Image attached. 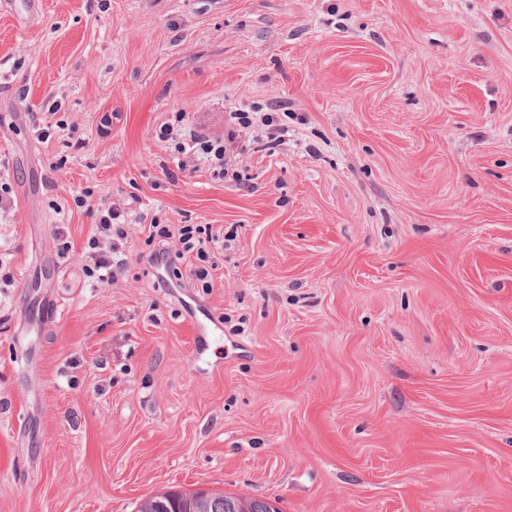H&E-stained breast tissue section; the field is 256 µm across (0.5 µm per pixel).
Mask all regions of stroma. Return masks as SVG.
<instances>
[{
	"instance_id": "35a3bbf8",
	"label": "stroma",
	"mask_w": 512,
	"mask_h": 512,
	"mask_svg": "<svg viewBox=\"0 0 512 512\" xmlns=\"http://www.w3.org/2000/svg\"><path fill=\"white\" fill-rule=\"evenodd\" d=\"M13 2L0 512H512V0ZM239 102L287 108V143L238 138L246 184L157 137ZM154 220L230 237L209 290L137 261ZM98 237L88 241L86 257L90 265L86 270L89 274L105 283L112 282V268L126 264L127 257H122L116 241L126 238L124 214L118 208L109 206L97 214ZM202 497L206 502L209 511L206 512H241L245 511L242 506L244 499L237 498L224 493H209L205 490H198L192 492H185L181 490H168L160 494L153 495L146 498L139 506L137 512H169L171 499L177 498L180 500L197 501ZM150 501L152 511H144L145 504ZM200 507V504L195 502L193 508Z\"/></svg>"
}]
</instances>
